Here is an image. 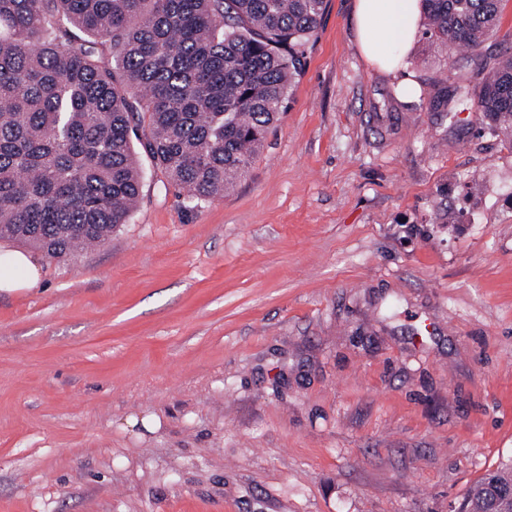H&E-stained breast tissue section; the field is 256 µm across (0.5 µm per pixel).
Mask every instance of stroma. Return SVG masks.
I'll list each match as a JSON object with an SVG mask.
<instances>
[{
	"label": "stroma",
	"mask_w": 512,
	"mask_h": 512,
	"mask_svg": "<svg viewBox=\"0 0 512 512\" xmlns=\"http://www.w3.org/2000/svg\"><path fill=\"white\" fill-rule=\"evenodd\" d=\"M353 6L223 198L143 161L109 241L0 292V512H459L512 460V135ZM438 90L432 98V107L436 112H454L456 106H463L468 101L469 86L450 85L448 79L438 83Z\"/></svg>",
	"instance_id": "obj_1"
}]
</instances>
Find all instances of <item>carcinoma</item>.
<instances>
[{
	"mask_svg": "<svg viewBox=\"0 0 512 512\" xmlns=\"http://www.w3.org/2000/svg\"><path fill=\"white\" fill-rule=\"evenodd\" d=\"M446 59L496 33L504 0H423ZM325 0H0V239L49 258L128 222L149 157L184 202L224 197L280 120ZM477 111L512 127V53L477 73ZM470 88L444 80L453 112ZM462 512H512V463Z\"/></svg>",
	"mask_w": 512,
	"mask_h": 512,
	"instance_id": "cac0c4a2",
	"label": "carcinoma"
}]
</instances>
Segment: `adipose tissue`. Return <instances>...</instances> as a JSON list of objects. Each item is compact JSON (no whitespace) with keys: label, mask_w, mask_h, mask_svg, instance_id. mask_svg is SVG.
Wrapping results in <instances>:
<instances>
[{"label":"adipose tissue","mask_w":512,"mask_h":512,"mask_svg":"<svg viewBox=\"0 0 512 512\" xmlns=\"http://www.w3.org/2000/svg\"><path fill=\"white\" fill-rule=\"evenodd\" d=\"M422 15V0H355L354 23L363 57L381 73L397 71L401 53L417 38ZM41 276L34 253L0 250V292L35 287Z\"/></svg>","instance_id":"adipose-tissue-1"}]
</instances>
